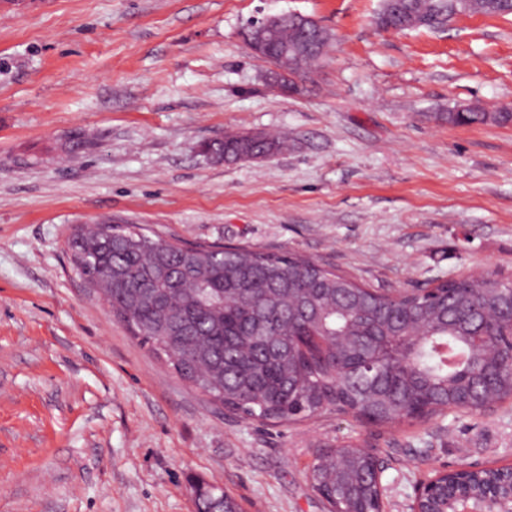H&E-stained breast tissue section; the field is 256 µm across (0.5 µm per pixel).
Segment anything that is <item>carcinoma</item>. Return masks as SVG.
Wrapping results in <instances>:
<instances>
[{
  "label": "carcinoma",
  "mask_w": 512,
  "mask_h": 512,
  "mask_svg": "<svg viewBox=\"0 0 512 512\" xmlns=\"http://www.w3.org/2000/svg\"><path fill=\"white\" fill-rule=\"evenodd\" d=\"M460 14L509 15L512 0H382L375 23L392 31L436 29ZM276 41L288 47L277 64L294 94L329 38L324 34L308 48L290 15L278 24ZM446 119L454 126H505L512 109L461 106ZM287 149V138L265 132H228L206 146L224 161ZM69 248L77 273L102 292L142 345L248 419L288 424L336 411L391 428L512 400V367L497 361L493 341L473 346L481 324L491 337L512 309L505 280L461 276L430 291L380 293L295 253L187 246L136 225L81 229ZM393 340L402 342L405 361L389 364L381 353ZM369 469V452L348 445L319 454L310 477L330 512H381L376 485L363 480ZM194 484L198 508L240 512L234 498L216 495L203 481ZM456 497L496 512L512 497L508 469L451 474L422 508L437 512Z\"/></svg>",
  "instance_id": "carcinoma-1"
}]
</instances>
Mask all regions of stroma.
I'll return each instance as SVG.
<instances>
[{"instance_id": "35a3bbf8", "label": "stroma", "mask_w": 512, "mask_h": 512, "mask_svg": "<svg viewBox=\"0 0 512 512\" xmlns=\"http://www.w3.org/2000/svg\"><path fill=\"white\" fill-rule=\"evenodd\" d=\"M381 0H0V512H194L191 479L243 512H327L308 469L367 441L385 512L458 465H512V401L392 430L325 413H229L139 344L75 274L83 224L169 242L294 251L395 293L512 279V15L386 32ZM300 13L332 46L283 95L243 45L252 17ZM288 149L224 163L228 132ZM446 119L448 124L454 126H469L485 124L492 122L498 125L512 124V109L502 108L497 112H487L483 107L461 106L453 110H448Z\"/></svg>"}]
</instances>
